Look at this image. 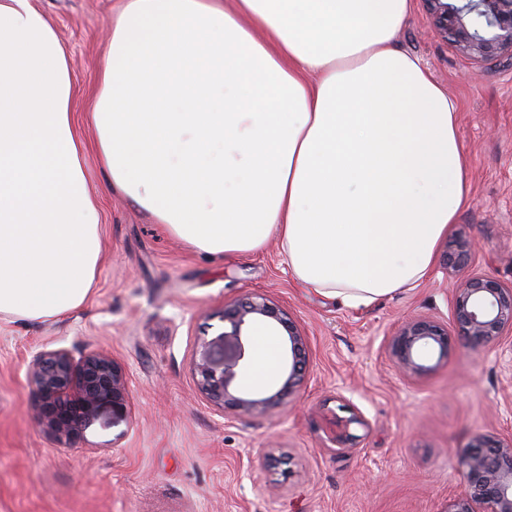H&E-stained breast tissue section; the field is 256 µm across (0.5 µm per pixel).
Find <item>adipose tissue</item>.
Returning a JSON list of instances; mask_svg holds the SVG:
<instances>
[{"mask_svg":"<svg viewBox=\"0 0 512 512\" xmlns=\"http://www.w3.org/2000/svg\"><path fill=\"white\" fill-rule=\"evenodd\" d=\"M412 0H123L91 119L112 187L192 250L277 238L292 278L347 308L415 287L469 195L447 92L395 38ZM67 54L0 0V318L80 309L104 260ZM280 341L252 338L250 385Z\"/></svg>","mask_w":512,"mask_h":512,"instance_id":"ef3b65f1","label":"adipose tissue"}]
</instances>
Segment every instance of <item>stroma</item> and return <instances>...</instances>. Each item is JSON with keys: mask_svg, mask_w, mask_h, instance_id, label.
Here are the masks:
<instances>
[{"mask_svg": "<svg viewBox=\"0 0 512 512\" xmlns=\"http://www.w3.org/2000/svg\"><path fill=\"white\" fill-rule=\"evenodd\" d=\"M33 3L68 52L106 261L86 305L67 318L0 319V512H446L464 491L459 458L469 441L512 433V340L472 350L451 317L453 290L468 276L512 283V59H469L415 0L397 44L456 102L470 191L447 236L472 240L475 254L463 270L435 262L416 287L348 309L295 283L277 240L214 258L111 190L88 112L118 0ZM253 293L285 307L306 334L309 368L284 404L228 424L199 392L193 364L223 333L225 304ZM418 317L446 328L455 350L443 363L425 352L432 371L412 382L387 345ZM58 348L121 362L125 421L104 415L72 445L39 425L27 366ZM354 412L366 427L346 426ZM346 430L354 441L341 442ZM271 445L289 454V471L261 466Z\"/></svg>", "mask_w": 512, "mask_h": 512, "instance_id": "obj_1", "label": "stroma"}]
</instances>
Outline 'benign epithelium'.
I'll list each match as a JSON object with an SVG mask.
<instances>
[{
	"label": "benign epithelium",
	"instance_id": "benign-epithelium-1",
	"mask_svg": "<svg viewBox=\"0 0 512 512\" xmlns=\"http://www.w3.org/2000/svg\"><path fill=\"white\" fill-rule=\"evenodd\" d=\"M435 27L450 36L467 57L478 61L507 55L512 58V0H427ZM474 246L462 237L451 241L444 255L450 270L468 267ZM452 319L469 346L481 350L512 335V285L482 274L464 279L455 289ZM258 320L287 336L282 384L265 391H247L237 385L244 359L243 337ZM230 330L205 342L196 353L194 373L200 393L227 421L265 414L283 403L302 385L309 362L308 338L288 312L262 294H251L224 305ZM448 359L454 344L437 322L415 318L401 326L389 346L396 369L408 379L433 370L421 362V351ZM35 388L38 422L57 440L73 443L108 410L112 423L128 412V380L111 354L91 350L74 358L67 349L36 353L28 364ZM261 463L270 470L290 464L288 455L266 448ZM464 493L448 512H512V435L474 438L460 457Z\"/></svg>",
	"mask_w": 512,
	"mask_h": 512
}]
</instances>
